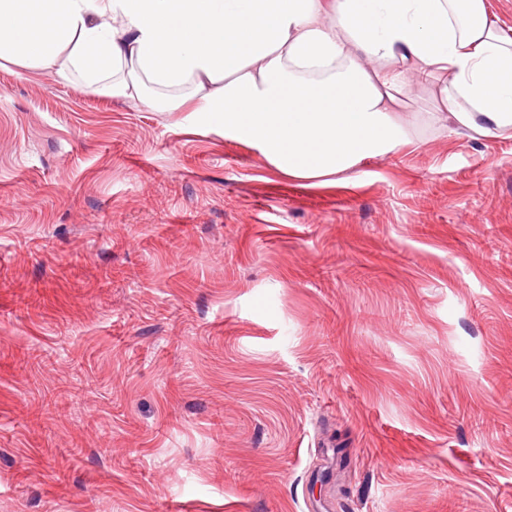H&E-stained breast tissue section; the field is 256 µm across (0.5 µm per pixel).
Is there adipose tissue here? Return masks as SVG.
<instances>
[{"label": "adipose tissue", "instance_id": "1", "mask_svg": "<svg viewBox=\"0 0 512 512\" xmlns=\"http://www.w3.org/2000/svg\"><path fill=\"white\" fill-rule=\"evenodd\" d=\"M0 59L197 112L314 180L398 149L415 80L445 76L449 133L512 130V37L488 0H0Z\"/></svg>", "mask_w": 512, "mask_h": 512}]
</instances>
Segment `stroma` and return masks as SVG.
Here are the masks:
<instances>
[{"instance_id":"obj_1","label":"stroma","mask_w":512,"mask_h":512,"mask_svg":"<svg viewBox=\"0 0 512 512\" xmlns=\"http://www.w3.org/2000/svg\"><path fill=\"white\" fill-rule=\"evenodd\" d=\"M441 108L300 180L1 65L0 512H512V136Z\"/></svg>"}]
</instances>
